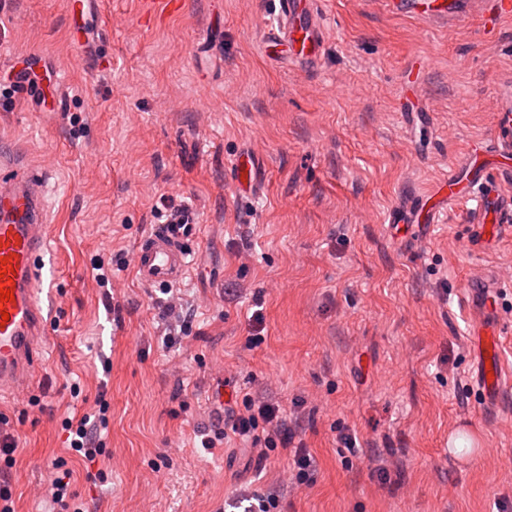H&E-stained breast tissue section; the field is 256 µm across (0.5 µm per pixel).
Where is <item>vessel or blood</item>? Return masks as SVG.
Returning a JSON list of instances; mask_svg holds the SVG:
<instances>
[{
	"mask_svg": "<svg viewBox=\"0 0 512 512\" xmlns=\"http://www.w3.org/2000/svg\"><path fill=\"white\" fill-rule=\"evenodd\" d=\"M325 25L315 0H279L275 24L263 36L265 54L300 71L317 69L324 53ZM500 123L487 149L490 157L512 154V84H501ZM461 170V169H460ZM460 170L449 168L437 185L448 203L465 202ZM499 223L476 225L474 237L484 241L501 229L512 227V199L496 201ZM197 224L194 208L179 206L169 211L164 223L155 225L140 237L134 247V269L148 285H173L179 282L193 252L191 244ZM49 227L44 220L43 203L32 175L15 178L11 187L0 191V260H7L11 277L12 300L6 301L9 319L0 325V395H27L39 374L40 343L48 334L52 314L38 300L40 289L54 288V269L46 256ZM503 327L492 322L474 332V347L479 359L478 387L485 400H495L512 386V375L497 362Z\"/></svg>",
	"mask_w": 512,
	"mask_h": 512,
	"instance_id": "1",
	"label": "vessel or blood"
}]
</instances>
